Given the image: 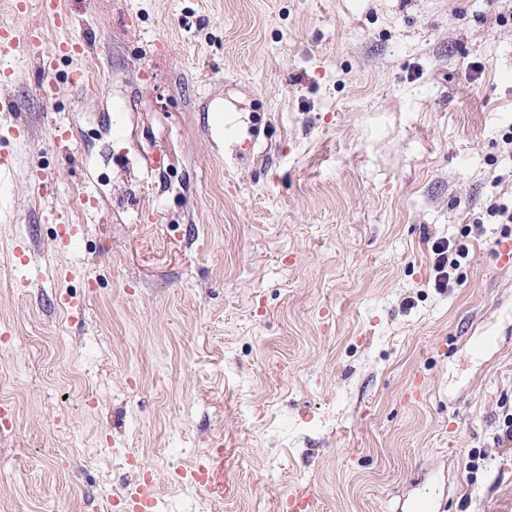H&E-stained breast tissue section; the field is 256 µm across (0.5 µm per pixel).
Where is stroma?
Wrapping results in <instances>:
<instances>
[{"label": "stroma", "instance_id": "obj_1", "mask_svg": "<svg viewBox=\"0 0 512 512\" xmlns=\"http://www.w3.org/2000/svg\"><path fill=\"white\" fill-rule=\"evenodd\" d=\"M59 4L90 50L54 59L49 92L29 57L0 60L16 73L0 153L17 157L0 183V512H119L143 477L153 512H285L295 495L512 512V446L494 441L512 412V264L494 243L512 224L489 215L512 202V0ZM217 107L242 160L208 131ZM60 121L70 158L48 139ZM54 209L83 227L72 246ZM441 240L469 250L444 291Z\"/></svg>", "mask_w": 512, "mask_h": 512}]
</instances>
